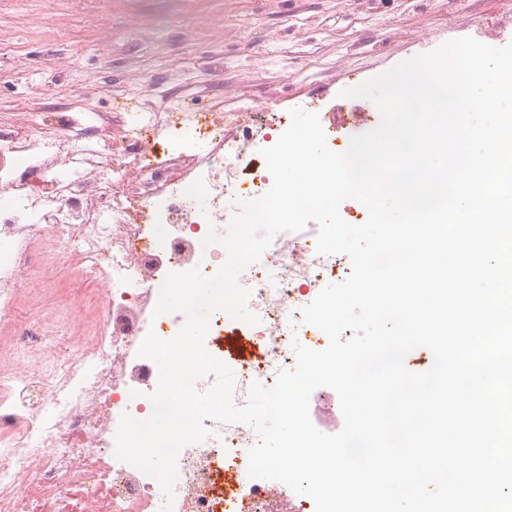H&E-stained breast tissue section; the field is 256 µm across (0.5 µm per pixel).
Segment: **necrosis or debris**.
<instances>
[{"instance_id": "4bbe7bcc", "label": "necrosis or debris", "mask_w": 512, "mask_h": 512, "mask_svg": "<svg viewBox=\"0 0 512 512\" xmlns=\"http://www.w3.org/2000/svg\"><path fill=\"white\" fill-rule=\"evenodd\" d=\"M95 114L65 94L53 133L29 118L0 122V512H161L158 481L116 455L122 415L146 420L159 371L138 349L148 332L173 338L177 312L154 309L168 273L214 275L227 258L232 198L260 197L273 178L254 157L288 127L281 109L251 99L224 111L153 105L132 89ZM349 268L316 250V226L278 234L240 283L250 325L217 311L206 349L234 374L233 399L273 387L295 365L294 344L322 350L324 332L300 308ZM246 335L249 354L224 351ZM210 437L177 460L176 512H315L313 501L248 474L258 441L243 424L206 420Z\"/></svg>"}]
</instances>
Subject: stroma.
Returning <instances> with one entry per match:
<instances>
[{
	"mask_svg": "<svg viewBox=\"0 0 512 512\" xmlns=\"http://www.w3.org/2000/svg\"><path fill=\"white\" fill-rule=\"evenodd\" d=\"M512 37V0H0V121L145 76L196 109L240 95L354 111L347 89L443 43Z\"/></svg>",
	"mask_w": 512,
	"mask_h": 512,
	"instance_id": "obj_1",
	"label": "stroma"
}]
</instances>
